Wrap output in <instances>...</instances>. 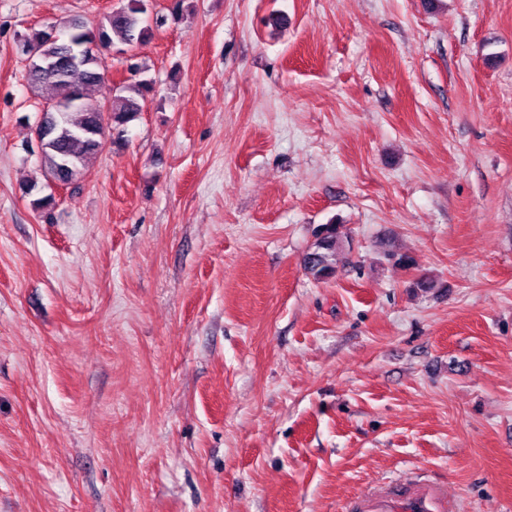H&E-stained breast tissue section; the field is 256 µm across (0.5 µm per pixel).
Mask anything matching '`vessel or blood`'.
<instances>
[{
  "mask_svg": "<svg viewBox=\"0 0 512 512\" xmlns=\"http://www.w3.org/2000/svg\"><path fill=\"white\" fill-rule=\"evenodd\" d=\"M350 512H453L447 494L430 481L384 483L362 492Z\"/></svg>",
  "mask_w": 512,
  "mask_h": 512,
  "instance_id": "vessel-or-blood-1",
  "label": "vessel or blood"
}]
</instances>
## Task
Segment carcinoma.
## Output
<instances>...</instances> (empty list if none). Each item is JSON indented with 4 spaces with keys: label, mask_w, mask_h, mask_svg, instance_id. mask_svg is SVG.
<instances>
[{
    "label": "carcinoma",
    "mask_w": 512,
    "mask_h": 512,
    "mask_svg": "<svg viewBox=\"0 0 512 512\" xmlns=\"http://www.w3.org/2000/svg\"><path fill=\"white\" fill-rule=\"evenodd\" d=\"M181 3L170 15L151 14L149 0H127L121 7L103 14L99 19L75 25L63 19L39 29L29 28L16 41V51L32 58L27 76L43 103L60 107L43 113L40 124L48 128L40 144V157L46 177L66 185L78 182L86 159L105 145L98 134L102 120L99 108L108 109L109 128L125 127L141 112V102L155 92L154 83L143 77L144 70L132 63V77L117 87L107 78L105 53L121 46L143 43L151 25L161 27L167 19L179 17ZM47 58L57 62L58 70L51 76L41 73L38 61ZM90 88H101L104 95L93 99ZM343 249L339 224H320L314 231L312 251L304 259V268L316 280L335 275L338 256Z\"/></svg>",
    "instance_id": "cac0c4a2"
}]
</instances>
